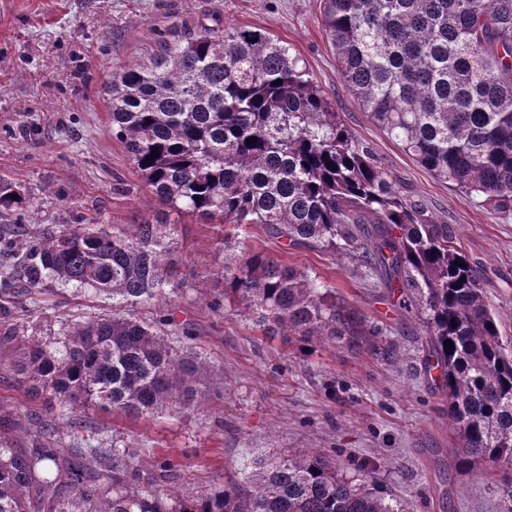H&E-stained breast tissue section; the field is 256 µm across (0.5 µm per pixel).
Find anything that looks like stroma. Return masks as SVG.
<instances>
[{
	"instance_id": "1",
	"label": "stroma",
	"mask_w": 512,
	"mask_h": 512,
	"mask_svg": "<svg viewBox=\"0 0 512 512\" xmlns=\"http://www.w3.org/2000/svg\"><path fill=\"white\" fill-rule=\"evenodd\" d=\"M236 25L264 27L300 57L396 189L447 225L474 263L503 333L512 335V211H492L437 178L373 124L340 78L320 0H0V176L36 202L44 228L153 217L161 205L112 135L108 75L148 57L173 32ZM170 220L182 277L173 308L178 320L193 324L188 345L207 362L197 406L186 415L162 410L138 420L86 407L81 417L98 437L173 455L189 487L242 468L256 452L333 448L348 474L373 467L380 492L403 501L406 512H500L498 474L470 476L455 465L448 416L421 368L420 326L399 321L385 290L358 262L288 245L257 226L238 237L241 246L334 287L368 323L384 328L395 360L342 341L266 337L236 304L213 311L211 301L224 292V249L197 217ZM27 302L46 336L116 307L111 295L58 283L33 290Z\"/></svg>"
}]
</instances>
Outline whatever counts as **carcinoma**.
Returning <instances> with one entry per match:
<instances>
[{
  "instance_id": "carcinoma-1",
  "label": "carcinoma",
  "mask_w": 512,
  "mask_h": 512,
  "mask_svg": "<svg viewBox=\"0 0 512 512\" xmlns=\"http://www.w3.org/2000/svg\"><path fill=\"white\" fill-rule=\"evenodd\" d=\"M320 14L371 121L436 177L512 209V0H320ZM105 108L144 186L171 210L221 225L224 247L258 225L358 261L397 295L421 326V363L439 370L433 392L448 410L456 464L512 473V336L448 225L400 194L287 45L259 26L174 33L112 70ZM11 212L38 223L36 204L1 176L0 219ZM175 232L164 210L110 229L19 238L0 228V349L15 351L0 367L30 402L0 407V512H404L372 473L347 476L335 450L256 456L246 474L187 489L177 458L148 461L80 422L61 444L65 411L89 404L131 418L193 410L206 361L171 340L194 329L167 300L149 321L91 315L46 339L28 333L38 310L22 299L56 281L155 301L175 284ZM221 277L224 296L210 306L240 303L266 337L344 339L387 354L383 328L271 254L226 255ZM15 434L23 447H9Z\"/></svg>"
}]
</instances>
